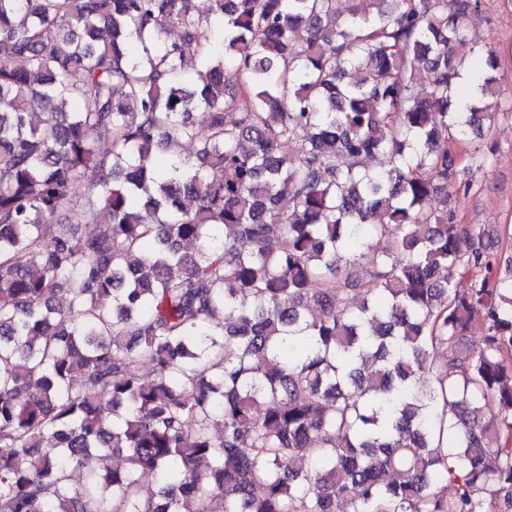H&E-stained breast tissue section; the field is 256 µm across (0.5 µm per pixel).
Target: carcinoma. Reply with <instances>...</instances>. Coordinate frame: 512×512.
<instances>
[{
	"label": "carcinoma",
	"instance_id": "carcinoma-1",
	"mask_svg": "<svg viewBox=\"0 0 512 512\" xmlns=\"http://www.w3.org/2000/svg\"><path fill=\"white\" fill-rule=\"evenodd\" d=\"M478 2L0 0V512H512Z\"/></svg>",
	"mask_w": 512,
	"mask_h": 512
}]
</instances>
